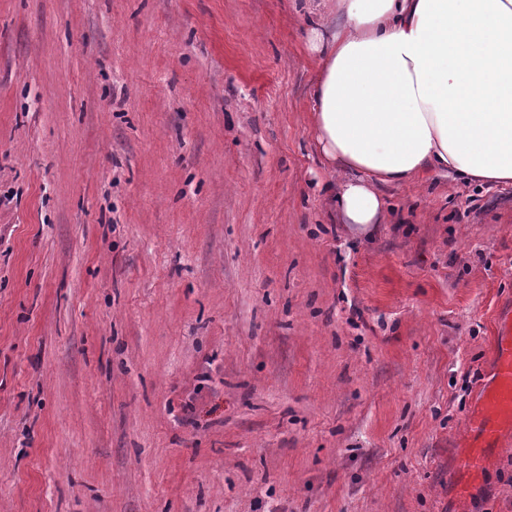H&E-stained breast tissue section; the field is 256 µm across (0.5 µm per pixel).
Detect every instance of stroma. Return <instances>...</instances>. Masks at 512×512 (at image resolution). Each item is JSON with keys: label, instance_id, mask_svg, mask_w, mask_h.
Returning a JSON list of instances; mask_svg holds the SVG:
<instances>
[{"label": "stroma", "instance_id": "obj_1", "mask_svg": "<svg viewBox=\"0 0 512 512\" xmlns=\"http://www.w3.org/2000/svg\"><path fill=\"white\" fill-rule=\"evenodd\" d=\"M307 0H0V512H512L460 426L512 188L351 236Z\"/></svg>", "mask_w": 512, "mask_h": 512}]
</instances>
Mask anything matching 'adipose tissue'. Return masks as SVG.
<instances>
[{"label": "adipose tissue", "instance_id": "obj_1", "mask_svg": "<svg viewBox=\"0 0 512 512\" xmlns=\"http://www.w3.org/2000/svg\"><path fill=\"white\" fill-rule=\"evenodd\" d=\"M315 142L342 171L328 196L356 235L384 190L431 172L512 187V0H313Z\"/></svg>", "mask_w": 512, "mask_h": 512}]
</instances>
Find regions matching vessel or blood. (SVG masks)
Instances as JSON below:
<instances>
[{
    "instance_id": "vessel-or-blood-1",
    "label": "vessel or blood",
    "mask_w": 512,
    "mask_h": 512,
    "mask_svg": "<svg viewBox=\"0 0 512 512\" xmlns=\"http://www.w3.org/2000/svg\"><path fill=\"white\" fill-rule=\"evenodd\" d=\"M497 342L493 377L485 384L477 406L460 420L461 428L469 433L475 448L458 460L462 474L482 473L493 448L504 436L512 434V309L501 312L496 324Z\"/></svg>"
}]
</instances>
